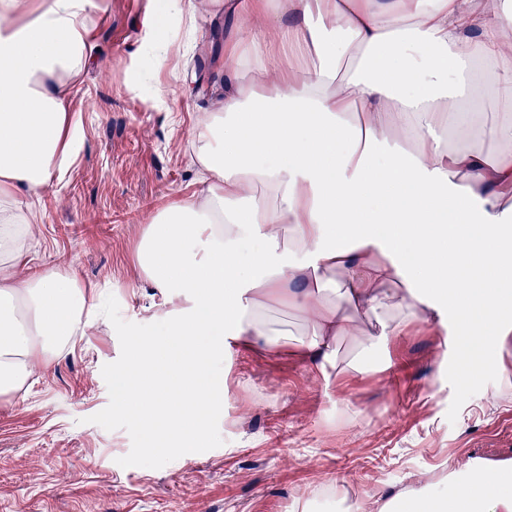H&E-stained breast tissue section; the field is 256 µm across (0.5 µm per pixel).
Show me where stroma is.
<instances>
[{"instance_id":"35a3bbf8","label":"stroma","mask_w":512,"mask_h":512,"mask_svg":"<svg viewBox=\"0 0 512 512\" xmlns=\"http://www.w3.org/2000/svg\"><path fill=\"white\" fill-rule=\"evenodd\" d=\"M93 58L74 96L81 144L40 202L28 264L73 271L110 308L31 382L0 398V512H316L325 487L347 502L441 479L449 467L512 463V352L494 375L462 359L458 321L412 320L373 350L374 366L346 372L361 346L345 337L331 363L293 346L298 312L269 308L285 342L225 346L211 384L224 402L192 457L162 452L163 427L112 411L131 336L155 337L171 309L139 276L138 241L171 200L197 190L190 135L223 88L209 65L224 49V17L195 0L192 46L145 83L128 85L150 0H101Z\"/></svg>"}]
</instances>
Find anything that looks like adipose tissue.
<instances>
[{"mask_svg": "<svg viewBox=\"0 0 512 512\" xmlns=\"http://www.w3.org/2000/svg\"><path fill=\"white\" fill-rule=\"evenodd\" d=\"M229 21L216 66L224 96L191 134L200 187L159 211L137 266L174 303L166 336L185 358L158 378L159 347L133 340L113 400L166 409L192 454L218 400L202 371L234 341L278 344L277 300L311 333L299 348L330 361L343 336L369 349L452 301L466 353L499 372L512 341L499 313L512 282V9L479 0H211ZM96 0H0V397L66 349L94 303L76 276L26 279L35 203L77 154L72 87L92 58ZM170 24L147 16L133 81L164 64L193 25L190 0ZM267 24L251 29L254 17ZM494 70L502 116H483ZM487 142L496 151L484 150ZM375 319L380 333L364 327ZM449 469V491L378 493L351 512H512V465Z\"/></svg>", "mask_w": 512, "mask_h": 512, "instance_id": "ef3b65f1", "label": "adipose tissue"}]
</instances>
